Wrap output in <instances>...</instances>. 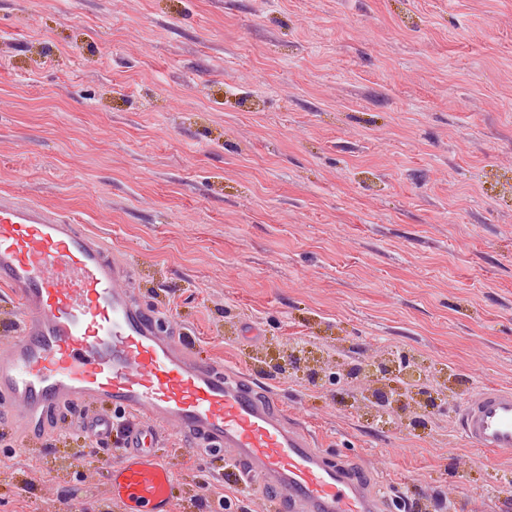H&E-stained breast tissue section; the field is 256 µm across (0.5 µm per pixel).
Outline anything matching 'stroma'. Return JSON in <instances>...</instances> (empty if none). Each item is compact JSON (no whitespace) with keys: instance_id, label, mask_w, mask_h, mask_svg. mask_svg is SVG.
<instances>
[{"instance_id":"1","label":"stroma","mask_w":512,"mask_h":512,"mask_svg":"<svg viewBox=\"0 0 512 512\" xmlns=\"http://www.w3.org/2000/svg\"><path fill=\"white\" fill-rule=\"evenodd\" d=\"M0 193L136 264L199 356L272 391L387 512H512V458L460 434L512 387V0H0ZM301 367L274 373L293 348ZM435 399L382 424L361 370ZM99 443L0 417V512H122ZM172 512H268L172 429Z\"/></svg>"}]
</instances>
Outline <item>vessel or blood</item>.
<instances>
[{"instance_id":"b4317fda","label":"vessel or blood","mask_w":512,"mask_h":512,"mask_svg":"<svg viewBox=\"0 0 512 512\" xmlns=\"http://www.w3.org/2000/svg\"><path fill=\"white\" fill-rule=\"evenodd\" d=\"M128 260L70 216L0 195V286L22 319L0 340V411L27 437L54 412L109 405L85 419L104 439L112 415L136 419L106 494L125 512H172V472L151 452L159 430L229 452L242 481L274 489L275 512H384L378 491L345 460L329 463L315 438L278 402L224 365L198 360L161 334L156 308L133 295ZM473 446L512 455V388L485 386L462 411Z\"/></svg>"}]
</instances>
